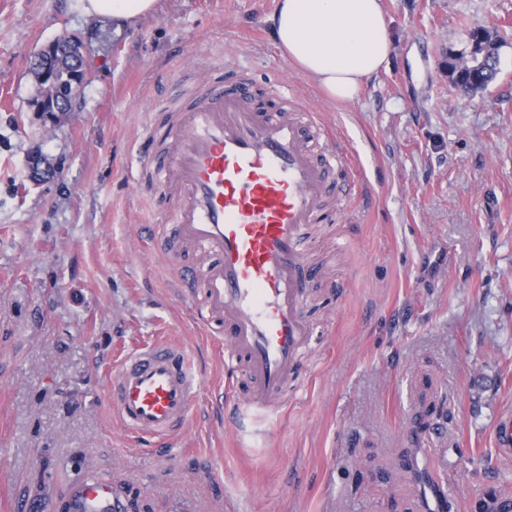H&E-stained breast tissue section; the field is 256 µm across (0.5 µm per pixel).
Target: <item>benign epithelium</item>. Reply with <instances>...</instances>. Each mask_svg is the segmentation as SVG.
Segmentation results:
<instances>
[{
	"mask_svg": "<svg viewBox=\"0 0 512 512\" xmlns=\"http://www.w3.org/2000/svg\"><path fill=\"white\" fill-rule=\"evenodd\" d=\"M489 29L481 28L474 31L469 50L461 58V71L454 75L453 82L460 84L465 76L476 78L479 73L492 63L490 53L485 49ZM67 45L80 46V42L74 37L62 35L43 48L36 56L35 63L39 68V82L41 93L31 102V108L47 122H54L61 112L72 111L76 100L82 92L87 80V74L82 66V61L74 64L69 73V84L61 86L56 81V73L50 67V60L54 58ZM28 176L35 185L39 184L41 178L47 175L46 166L41 151L34 150L27 162Z\"/></svg>",
	"mask_w": 512,
	"mask_h": 512,
	"instance_id": "1",
	"label": "benign epithelium"
}]
</instances>
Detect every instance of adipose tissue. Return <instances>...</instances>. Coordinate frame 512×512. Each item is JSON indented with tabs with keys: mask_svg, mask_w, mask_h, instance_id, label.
<instances>
[{
	"mask_svg": "<svg viewBox=\"0 0 512 512\" xmlns=\"http://www.w3.org/2000/svg\"><path fill=\"white\" fill-rule=\"evenodd\" d=\"M270 22L283 56L333 102L354 100L390 59L381 0H278Z\"/></svg>",
	"mask_w": 512,
	"mask_h": 512,
	"instance_id": "adipose-tissue-1",
	"label": "adipose tissue"
}]
</instances>
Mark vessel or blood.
Returning <instances> with one entry per match:
<instances>
[{
	"label": "vessel or blood",
	"mask_w": 512,
	"mask_h": 512,
	"mask_svg": "<svg viewBox=\"0 0 512 512\" xmlns=\"http://www.w3.org/2000/svg\"><path fill=\"white\" fill-rule=\"evenodd\" d=\"M276 87L257 99L246 73L215 67L188 101H175L171 145L143 150L140 169L178 202L155 241L211 254L205 268L176 265L181 286L197 292L204 322L224 324L225 364L245 365L247 405L273 404L295 372L311 334L304 315V283L315 271L303 249L305 228L336 221L347 191L329 179L344 154L330 138L315 141L313 124L287 114ZM198 381L184 352L170 344L137 350L112 382V409L129 431L163 440L185 422ZM497 454L512 461V409L494 430ZM111 480L91 477L76 486L77 512H106Z\"/></svg>",
	"instance_id": "1"
}]
</instances>
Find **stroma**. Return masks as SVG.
I'll return each mask as SVG.
<instances>
[{
    "label": "stroma",
    "mask_w": 512,
    "mask_h": 512,
    "mask_svg": "<svg viewBox=\"0 0 512 512\" xmlns=\"http://www.w3.org/2000/svg\"><path fill=\"white\" fill-rule=\"evenodd\" d=\"M85 0H0V512H73L82 478L120 512H425V456L459 512L512 494L494 427L512 406V0H382L389 65L328 103L272 39L276 0H160L131 21ZM477 27L503 38L496 79L457 88L449 56ZM69 34L88 81L45 122L35 53ZM311 108L347 161L337 223L305 242L311 336L272 423L227 422L246 372L224 366L145 225L173 200L138 173L178 85L214 66ZM39 149L53 171L30 184ZM179 346L200 384L164 447L128 434L111 382L124 359Z\"/></svg>",
    "instance_id": "stroma-1"
}]
</instances>
